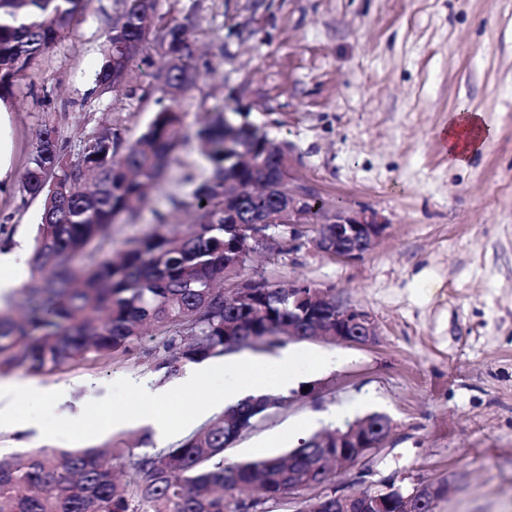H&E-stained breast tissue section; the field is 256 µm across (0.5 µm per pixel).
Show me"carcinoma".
Here are the masks:
<instances>
[{"mask_svg": "<svg viewBox=\"0 0 512 512\" xmlns=\"http://www.w3.org/2000/svg\"><path fill=\"white\" fill-rule=\"evenodd\" d=\"M79 0H0V98L16 77L52 49L70 29ZM157 0H124L122 21L108 30L96 87L123 82L139 54L130 48L148 42L143 13H156ZM153 43L166 51L164 88L189 89L196 81L193 52L178 24L155 30ZM181 113H155L145 131L127 141L106 128L83 147L81 157L64 160L57 130L42 129L23 175V188L42 198V213L32 237L31 274L21 286V317L0 309V373L23 370L52 374L85 359H116L130 354L144 330L170 353L162 367L171 374L179 364L258 344L268 348L290 339H315L313 326L288 305V287L253 281L252 299L236 295L254 250L271 248L296 234L286 224H267L266 240L256 242L248 225L277 211L273 196L243 194L237 223H224V176L245 187L272 178L283 158L281 144L250 123L217 114L197 133L199 155L209 176L175 206L190 208V230L157 227L127 242L117 257L90 251L122 216H131L147 189L172 180L167 171L180 137ZM306 231L336 236V225L322 224L319 199L308 200ZM273 393L249 395L208 419L174 445L146 448L143 434L134 446L112 443L110 450L71 448L0 456V512H276L288 505V484L336 483L331 461L336 444L330 432L314 433L281 456L224 462L230 447L254 421L277 407ZM378 436L390 418L373 412L360 418ZM363 512H433L444 492L415 498L384 494L382 483L355 490ZM294 512H336V497L294 500Z\"/></svg>", "mask_w": 512, "mask_h": 512, "instance_id": "1", "label": "carcinoma"}]
</instances>
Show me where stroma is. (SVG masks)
Instances as JSON below:
<instances>
[{
	"label": "stroma",
	"instance_id": "obj_1",
	"mask_svg": "<svg viewBox=\"0 0 512 512\" xmlns=\"http://www.w3.org/2000/svg\"><path fill=\"white\" fill-rule=\"evenodd\" d=\"M121 0H84L70 33L14 83L6 101L12 178L0 189V247L17 250V282L30 276L42 201L22 178L39 131L57 128L67 160L103 127L139 137L155 112L183 117L170 172H196V130L232 108L288 147L292 186L326 207L374 214L384 231L356 260L310 239L280 243L246 275L331 290L370 314L374 343L288 341L298 371L279 407L224 452L262 458L371 412L391 430L366 465L374 480L442 482L434 512H512V0H158L153 25H181L198 67L194 85L159 92L165 59L148 46L126 83L99 93L106 32ZM493 135L468 164L442 139L460 109ZM186 229L193 212L152 191L136 223L112 225L102 252L151 231L156 213ZM152 335L117 360L89 359L39 377L65 385L61 406L27 405L38 428L0 432V454L101 447L140 436L112 414L135 411L125 381L167 379ZM315 385L313 395L301 386ZM80 429H73V422Z\"/></svg>",
	"mask_w": 512,
	"mask_h": 512
}]
</instances>
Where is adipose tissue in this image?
Masks as SVG:
<instances>
[{
	"label": "adipose tissue",
	"mask_w": 512,
	"mask_h": 512,
	"mask_svg": "<svg viewBox=\"0 0 512 512\" xmlns=\"http://www.w3.org/2000/svg\"><path fill=\"white\" fill-rule=\"evenodd\" d=\"M489 137V128L481 124L477 114L469 112L456 113L445 132L448 152L460 164L474 157ZM295 361V354L289 352L269 358L238 357L199 366L165 387L151 386L143 379H128V386L140 395L141 404L136 414L118 417L117 422L124 426L149 425L158 436H171V429L158 415L159 407L170 398L191 399L203 384L210 387L217 405L234 403L247 390L255 394L278 391L289 385ZM66 396L67 390L61 386L47 387L20 378L0 380V432L31 426L32 419L22 409V401L46 398L58 403Z\"/></svg>",
	"instance_id": "1"
}]
</instances>
